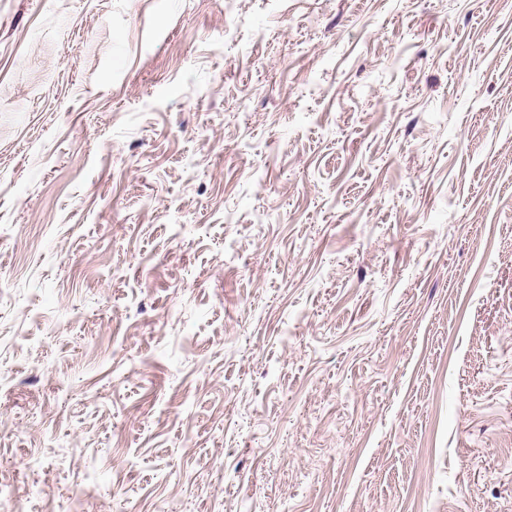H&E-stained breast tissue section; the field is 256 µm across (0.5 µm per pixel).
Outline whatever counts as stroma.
Listing matches in <instances>:
<instances>
[{"label": "stroma", "instance_id": "1", "mask_svg": "<svg viewBox=\"0 0 512 512\" xmlns=\"http://www.w3.org/2000/svg\"><path fill=\"white\" fill-rule=\"evenodd\" d=\"M0 512H512V0H0Z\"/></svg>", "mask_w": 512, "mask_h": 512}]
</instances>
